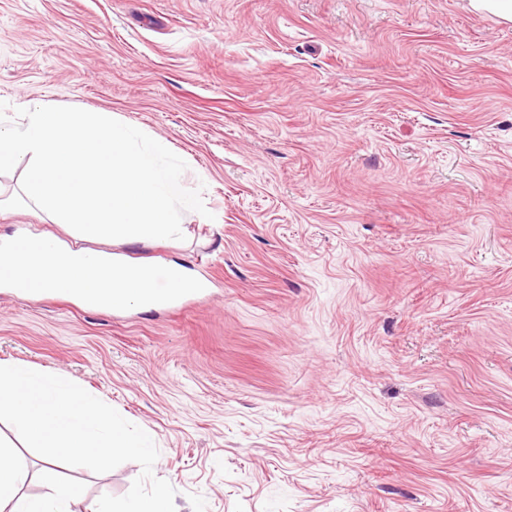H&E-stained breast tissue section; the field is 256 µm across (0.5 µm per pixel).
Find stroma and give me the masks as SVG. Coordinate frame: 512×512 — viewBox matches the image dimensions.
I'll return each mask as SVG.
<instances>
[{
	"instance_id": "1",
	"label": "stroma",
	"mask_w": 512,
	"mask_h": 512,
	"mask_svg": "<svg viewBox=\"0 0 512 512\" xmlns=\"http://www.w3.org/2000/svg\"><path fill=\"white\" fill-rule=\"evenodd\" d=\"M109 112L201 189L213 283L120 314L0 287V362L152 431L176 512H512V24L469 0H0V102ZM126 462L74 512L121 496Z\"/></svg>"
}]
</instances>
